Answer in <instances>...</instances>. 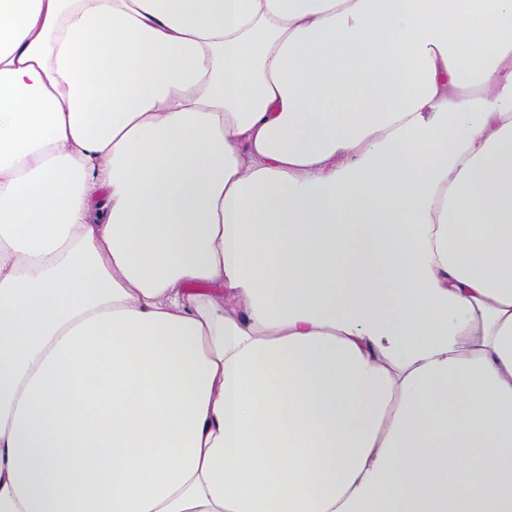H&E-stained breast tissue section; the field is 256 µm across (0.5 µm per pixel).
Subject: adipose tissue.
I'll use <instances>...</instances> for the list:
<instances>
[{
  "instance_id": "adipose-tissue-1",
  "label": "adipose tissue",
  "mask_w": 512,
  "mask_h": 512,
  "mask_svg": "<svg viewBox=\"0 0 512 512\" xmlns=\"http://www.w3.org/2000/svg\"><path fill=\"white\" fill-rule=\"evenodd\" d=\"M0 512H512V0H0Z\"/></svg>"
}]
</instances>
